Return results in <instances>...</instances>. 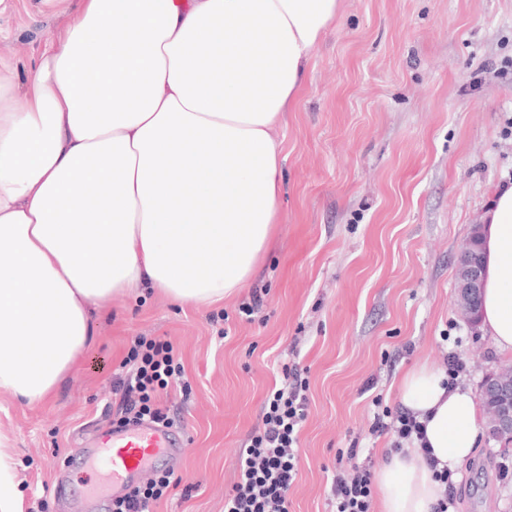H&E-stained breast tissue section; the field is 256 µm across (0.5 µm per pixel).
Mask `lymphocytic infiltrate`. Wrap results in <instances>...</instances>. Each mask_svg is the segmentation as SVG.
I'll use <instances>...</instances> for the list:
<instances>
[{
  "instance_id": "lymphocytic-infiltrate-1",
  "label": "lymphocytic infiltrate",
  "mask_w": 512,
  "mask_h": 512,
  "mask_svg": "<svg viewBox=\"0 0 512 512\" xmlns=\"http://www.w3.org/2000/svg\"><path fill=\"white\" fill-rule=\"evenodd\" d=\"M113 389L119 393L121 416L118 427L150 421L173 425L158 397L171 384L183 382L185 369L170 341L144 336L129 346ZM279 388L266 398L259 421L251 430L237 457L238 475L224 502V512H288L286 491L299 472V432L308 416L309 381L299 365L284 367ZM372 434H393L391 452L414 449L424 442V425L414 412L383 410L373 415ZM171 472L155 473L113 499L111 512H153L168 493ZM373 472L371 465L355 468L353 474L336 473L330 504L333 512H371Z\"/></svg>"
}]
</instances>
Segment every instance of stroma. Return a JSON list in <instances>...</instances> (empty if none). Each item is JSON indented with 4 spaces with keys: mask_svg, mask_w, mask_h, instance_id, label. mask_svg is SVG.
I'll use <instances>...</instances> for the list:
<instances>
[{
    "mask_svg": "<svg viewBox=\"0 0 512 512\" xmlns=\"http://www.w3.org/2000/svg\"><path fill=\"white\" fill-rule=\"evenodd\" d=\"M73 0H17L0 61L26 74ZM512 0H341L280 142L279 224L245 288L221 309L149 293L93 309V340L51 398L0 395L29 512H75L83 444L118 419L112 380L135 336L172 342L188 392L163 403L188 441L160 470L178 481L155 512H224L238 450L284 366L309 370L310 407L288 512H330L336 468L381 467L374 399L401 407L410 370L463 358L478 389L508 363L456 306L455 266L493 187L512 180ZM254 319L239 313L252 293ZM359 446L358 456L339 458ZM512 461L487 440L456 469L455 512H512Z\"/></svg>",
    "mask_w": 512,
    "mask_h": 512,
    "instance_id": "obj_1",
    "label": "stroma"
}]
</instances>
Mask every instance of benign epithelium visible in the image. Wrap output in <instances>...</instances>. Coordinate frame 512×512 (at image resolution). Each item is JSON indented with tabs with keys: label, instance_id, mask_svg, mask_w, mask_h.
<instances>
[{
	"label": "benign epithelium",
	"instance_id": "7a95c632",
	"mask_svg": "<svg viewBox=\"0 0 512 512\" xmlns=\"http://www.w3.org/2000/svg\"><path fill=\"white\" fill-rule=\"evenodd\" d=\"M480 228L477 224L457 261L456 302L472 323L478 320L479 301L484 282L480 261ZM484 408V431L488 441L512 445V366L486 375L479 387Z\"/></svg>",
	"mask_w": 512,
	"mask_h": 512
}]
</instances>
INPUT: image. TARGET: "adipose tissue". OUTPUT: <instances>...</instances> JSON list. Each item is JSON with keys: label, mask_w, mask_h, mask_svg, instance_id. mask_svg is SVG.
I'll return each mask as SVG.
<instances>
[{"label": "adipose tissue", "mask_w": 512, "mask_h": 512, "mask_svg": "<svg viewBox=\"0 0 512 512\" xmlns=\"http://www.w3.org/2000/svg\"><path fill=\"white\" fill-rule=\"evenodd\" d=\"M339 0H81L26 77L0 65V394L32 405L89 345L92 307L140 288L212 306L276 230L284 122ZM479 326L512 354V181L483 216ZM399 393L449 470L471 457V389L428 365ZM0 435V512H25ZM382 512H432L424 456L375 475Z\"/></svg>", "instance_id": "adipose-tissue-1"}]
</instances>
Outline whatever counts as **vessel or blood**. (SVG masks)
<instances>
[{
	"label": "vessel or blood",
	"instance_id": "b4317fda",
	"mask_svg": "<svg viewBox=\"0 0 512 512\" xmlns=\"http://www.w3.org/2000/svg\"><path fill=\"white\" fill-rule=\"evenodd\" d=\"M186 449L183 434L150 423L100 433L83 450L84 458L103 461L107 468L106 483L90 490L91 501L123 495L152 472L158 459L178 457Z\"/></svg>",
	"mask_w": 512,
	"mask_h": 512
}]
</instances>
